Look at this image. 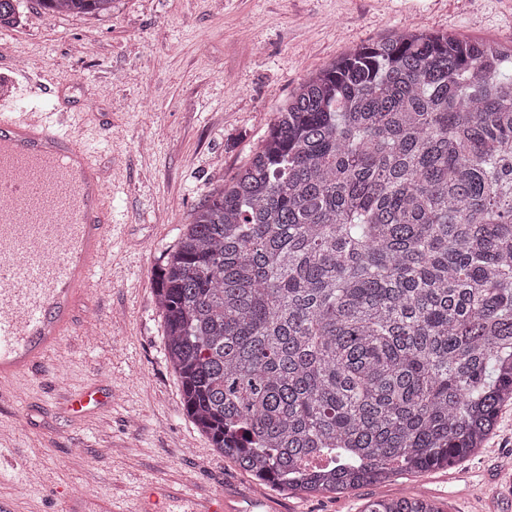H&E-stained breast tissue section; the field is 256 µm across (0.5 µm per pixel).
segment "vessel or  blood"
<instances>
[{
  "mask_svg": "<svg viewBox=\"0 0 512 512\" xmlns=\"http://www.w3.org/2000/svg\"><path fill=\"white\" fill-rule=\"evenodd\" d=\"M79 119L0 104V381L38 369L110 277L112 209Z\"/></svg>",
  "mask_w": 512,
  "mask_h": 512,
  "instance_id": "1",
  "label": "vessel or blood"
}]
</instances>
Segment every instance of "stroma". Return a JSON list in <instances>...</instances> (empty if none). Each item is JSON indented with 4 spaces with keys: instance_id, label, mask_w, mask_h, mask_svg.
Here are the masks:
<instances>
[{
    "instance_id": "35a3bbf8",
    "label": "stroma",
    "mask_w": 512,
    "mask_h": 512,
    "mask_svg": "<svg viewBox=\"0 0 512 512\" xmlns=\"http://www.w3.org/2000/svg\"><path fill=\"white\" fill-rule=\"evenodd\" d=\"M400 27L511 44L512 0H112L96 15L23 0L20 24L0 30V84L41 74L42 104L85 113L116 230L112 277L76 302L48 369L0 386V507L183 512L155 496L166 487L223 497L227 512H362L399 492L444 512H512V406L483 452L454 467L310 496L263 486L214 451L164 354L156 280L183 225L305 79ZM85 41L96 52L73 54ZM97 384L111 402L72 414L69 396Z\"/></svg>"
}]
</instances>
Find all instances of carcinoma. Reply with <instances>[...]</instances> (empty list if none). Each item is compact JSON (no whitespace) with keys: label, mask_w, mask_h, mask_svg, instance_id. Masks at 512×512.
<instances>
[{"label":"carcinoma","mask_w":512,"mask_h":512,"mask_svg":"<svg viewBox=\"0 0 512 512\" xmlns=\"http://www.w3.org/2000/svg\"><path fill=\"white\" fill-rule=\"evenodd\" d=\"M156 295L183 410L257 480L343 494L473 456L512 402V45L402 28L312 74Z\"/></svg>","instance_id":"obj_1"}]
</instances>
